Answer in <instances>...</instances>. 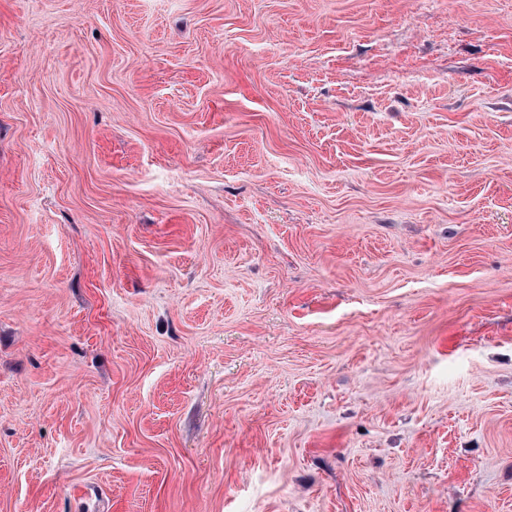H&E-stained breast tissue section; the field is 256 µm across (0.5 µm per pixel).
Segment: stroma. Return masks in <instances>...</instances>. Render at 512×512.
I'll list each match as a JSON object with an SVG mask.
<instances>
[{"label": "stroma", "instance_id": "1", "mask_svg": "<svg viewBox=\"0 0 512 512\" xmlns=\"http://www.w3.org/2000/svg\"><path fill=\"white\" fill-rule=\"evenodd\" d=\"M0 512H512V0H0Z\"/></svg>", "mask_w": 512, "mask_h": 512}]
</instances>
